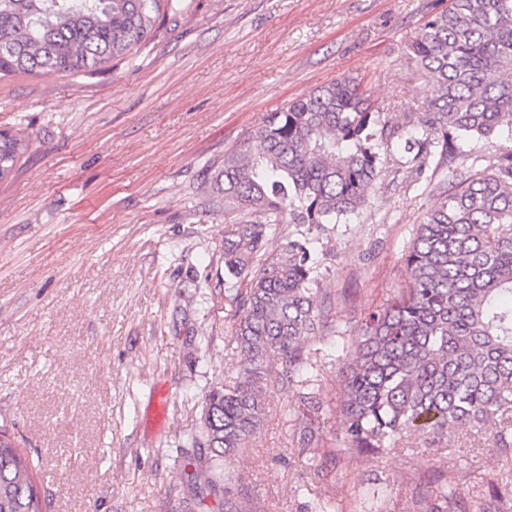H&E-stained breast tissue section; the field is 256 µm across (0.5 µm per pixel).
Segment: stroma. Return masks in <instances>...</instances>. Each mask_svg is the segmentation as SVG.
<instances>
[{
  "instance_id": "1",
  "label": "stroma",
  "mask_w": 512,
  "mask_h": 512,
  "mask_svg": "<svg viewBox=\"0 0 512 512\" xmlns=\"http://www.w3.org/2000/svg\"><path fill=\"white\" fill-rule=\"evenodd\" d=\"M448 0H184L139 53L79 77H0V130L28 151L0 181V429L39 469L50 512H219L196 503L178 460L201 397L235 376L224 236L241 221L202 189L269 112L350 77L393 112L423 111L429 77L405 59ZM365 206L319 233L336 330L316 342L326 397L350 336L403 285V256L437 203L402 167V143ZM295 389L273 392L229 491L265 512H415L407 482L448 476L479 512L512 453L488 431L366 461L340 453L336 416L318 469L298 442Z\"/></svg>"
}]
</instances>
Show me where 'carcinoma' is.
<instances>
[{
  "label": "carcinoma",
  "instance_id": "1",
  "mask_svg": "<svg viewBox=\"0 0 512 512\" xmlns=\"http://www.w3.org/2000/svg\"><path fill=\"white\" fill-rule=\"evenodd\" d=\"M181 0H0V74H95L139 52L160 17ZM431 76L422 112L384 114L359 84L336 79L269 112L206 180L207 195L256 219L231 228L224 265L249 288H228L236 308L229 343L236 376L204 394L200 450L187 482L200 494L224 486L226 461L263 427L269 382L303 389L302 447L320 448L314 419L336 413L343 451L379 457L416 440L434 446L469 424L512 451V151L455 182L456 142L512 136V0H450L406 49ZM423 160L439 154L448 189L404 256L405 287L345 339L336 406L314 379L316 338L333 328L332 302L317 299L322 259L305 237L269 247L277 225L334 224L360 210L380 175L379 147L393 140ZM27 150L0 131V179ZM37 465L0 433V512H47ZM495 512L512 491L492 490ZM448 481L428 512H462ZM224 512H260L247 489L227 493Z\"/></svg>",
  "mask_w": 512,
  "mask_h": 512
}]
</instances>
